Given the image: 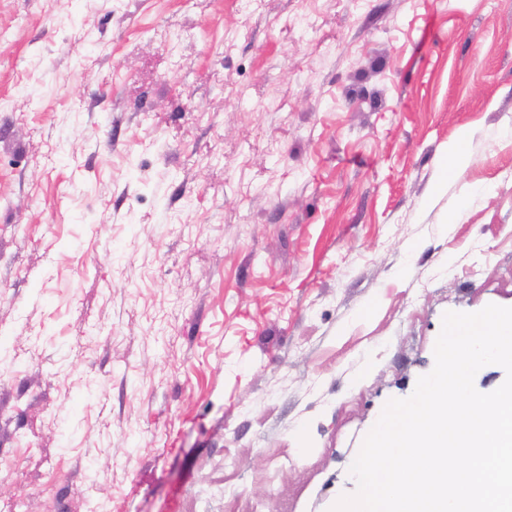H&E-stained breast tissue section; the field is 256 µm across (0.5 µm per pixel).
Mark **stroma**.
Returning <instances> with one entry per match:
<instances>
[{
	"label": "stroma",
	"instance_id": "obj_1",
	"mask_svg": "<svg viewBox=\"0 0 512 512\" xmlns=\"http://www.w3.org/2000/svg\"><path fill=\"white\" fill-rule=\"evenodd\" d=\"M512 307V0H0V503L330 512Z\"/></svg>",
	"mask_w": 512,
	"mask_h": 512
}]
</instances>
